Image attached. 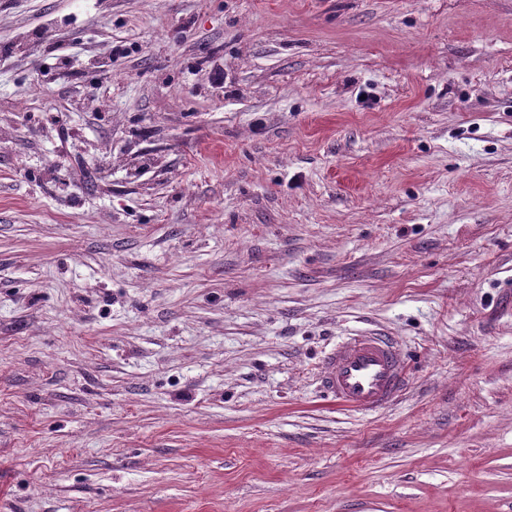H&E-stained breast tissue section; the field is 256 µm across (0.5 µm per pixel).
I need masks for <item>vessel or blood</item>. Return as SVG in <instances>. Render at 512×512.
<instances>
[{"label": "vessel or blood", "instance_id": "1", "mask_svg": "<svg viewBox=\"0 0 512 512\" xmlns=\"http://www.w3.org/2000/svg\"><path fill=\"white\" fill-rule=\"evenodd\" d=\"M408 382L401 343L376 332L343 337L322 362L323 390L350 411L382 409L406 389Z\"/></svg>", "mask_w": 512, "mask_h": 512}]
</instances>
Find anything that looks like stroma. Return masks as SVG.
Returning <instances> with one entry per match:
<instances>
[{
	"instance_id": "1",
	"label": "stroma",
	"mask_w": 512,
	"mask_h": 512,
	"mask_svg": "<svg viewBox=\"0 0 512 512\" xmlns=\"http://www.w3.org/2000/svg\"><path fill=\"white\" fill-rule=\"evenodd\" d=\"M0 512H512V0H0ZM408 382L403 346L394 337L376 332L343 337L322 362L323 390L350 411L382 409L406 389Z\"/></svg>"
}]
</instances>
